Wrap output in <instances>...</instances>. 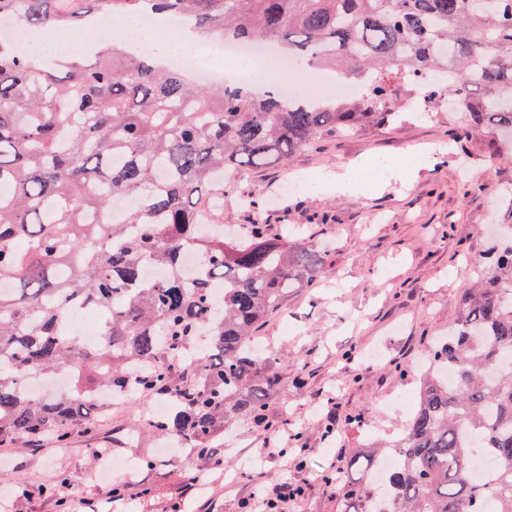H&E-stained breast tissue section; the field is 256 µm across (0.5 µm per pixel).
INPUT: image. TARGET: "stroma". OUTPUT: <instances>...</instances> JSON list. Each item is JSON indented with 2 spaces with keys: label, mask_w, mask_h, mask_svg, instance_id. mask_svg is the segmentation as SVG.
I'll use <instances>...</instances> for the list:
<instances>
[{
  "label": "stroma",
  "mask_w": 512,
  "mask_h": 512,
  "mask_svg": "<svg viewBox=\"0 0 512 512\" xmlns=\"http://www.w3.org/2000/svg\"><path fill=\"white\" fill-rule=\"evenodd\" d=\"M410 89L397 83L395 116L387 122L326 132L314 148L254 172L244 188L227 190L225 235L241 234L258 220L304 225L322 257L316 285L289 291L261 330V346L276 354L287 378L269 397L268 416L300 434V442L286 456L273 455L274 433L236 423L218 437L219 451L261 459L262 472L249 470L230 482L200 454L170 453L162 437L140 429L152 402L137 396L113 405L100 421L76 427L64 447L44 438L27 448H0L9 487L69 478L66 507L44 495L16 499L14 512H163L175 502L182 512H240L241 499L284 476L305 487L288 512H337L336 491L322 480L332 448L347 453L373 437H397L413 415L428 346L457 318L491 246L483 226L512 224V142L485 128L462 129V110L454 105L425 116L406 111ZM441 144L455 146L465 164L449 156L382 190L342 197L284 189L299 173L340 172L377 158L404 166L417 150ZM464 165L481 184L469 194L459 177ZM241 192L279 201L258 213L236 204ZM318 399L339 403L347 416L334 441L323 436L313 406ZM94 448L133 460L136 471L97 478ZM204 476L211 482L207 490L182 496L185 485ZM116 488L123 499H113Z\"/></svg>",
  "instance_id": "stroma-1"
}]
</instances>
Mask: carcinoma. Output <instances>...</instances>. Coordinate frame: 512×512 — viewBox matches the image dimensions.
Instances as JSON below:
<instances>
[{
	"label": "carcinoma",
	"mask_w": 512,
	"mask_h": 512,
	"mask_svg": "<svg viewBox=\"0 0 512 512\" xmlns=\"http://www.w3.org/2000/svg\"><path fill=\"white\" fill-rule=\"evenodd\" d=\"M148 6L369 81L355 102H287L192 87L114 46L85 68L37 64L0 40V185L13 188L0 196V446L63 444L94 422L89 395L26 388L31 372L73 366L143 398L166 390L169 415L145 425L204 454L237 421L276 429L267 400L287 378L253 342L288 289L321 266L286 226L257 221L224 240V187L337 126L389 119L391 69L407 80L453 74L467 124L491 122L512 138V0H0V23L47 31ZM128 196L137 206L108 223L112 202ZM189 246L203 261L190 281L180 272ZM147 261L162 272L151 287ZM476 276L453 328L433 339L398 439L384 452L352 451L344 470L360 477L332 480L338 512H512V238L492 246ZM75 302L96 310V347L58 333ZM476 438L498 461L490 477L471 470Z\"/></svg>",
	"instance_id": "1"
}]
</instances>
